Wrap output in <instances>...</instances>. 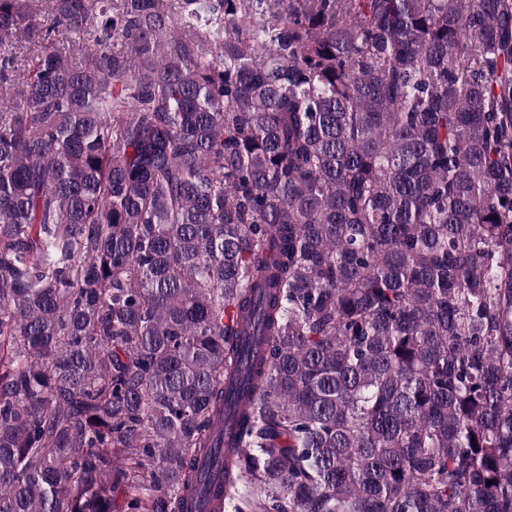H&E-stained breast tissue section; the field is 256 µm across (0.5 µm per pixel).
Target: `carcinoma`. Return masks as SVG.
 <instances>
[{
    "label": "carcinoma",
    "instance_id": "cac0c4a2",
    "mask_svg": "<svg viewBox=\"0 0 512 512\" xmlns=\"http://www.w3.org/2000/svg\"><path fill=\"white\" fill-rule=\"evenodd\" d=\"M221 447L219 512H512V0H0V512Z\"/></svg>",
    "mask_w": 512,
    "mask_h": 512
}]
</instances>
